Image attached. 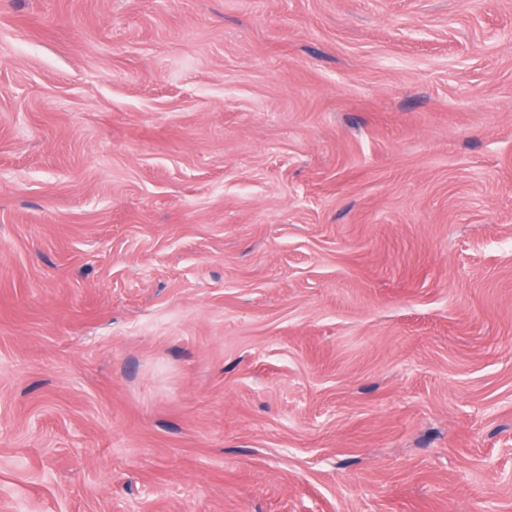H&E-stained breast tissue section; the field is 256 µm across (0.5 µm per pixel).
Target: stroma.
I'll return each mask as SVG.
<instances>
[{
  "instance_id": "stroma-1",
  "label": "stroma",
  "mask_w": 512,
  "mask_h": 512,
  "mask_svg": "<svg viewBox=\"0 0 512 512\" xmlns=\"http://www.w3.org/2000/svg\"><path fill=\"white\" fill-rule=\"evenodd\" d=\"M0 512H512V0H0Z\"/></svg>"
}]
</instances>
